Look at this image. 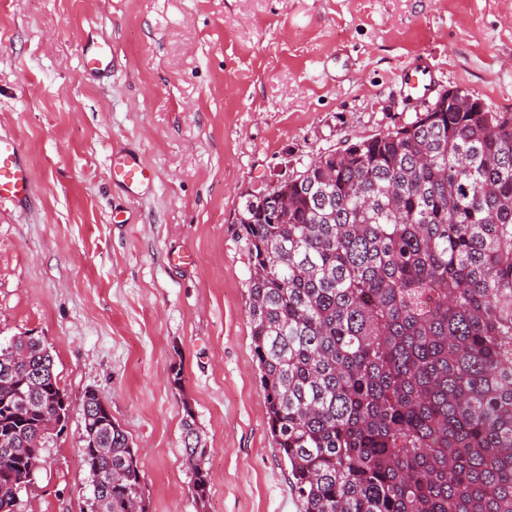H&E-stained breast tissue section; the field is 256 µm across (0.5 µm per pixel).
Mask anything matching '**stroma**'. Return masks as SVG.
I'll return each instance as SVG.
<instances>
[{"label": "stroma", "mask_w": 512, "mask_h": 512, "mask_svg": "<svg viewBox=\"0 0 512 512\" xmlns=\"http://www.w3.org/2000/svg\"><path fill=\"white\" fill-rule=\"evenodd\" d=\"M91 39L111 41V78L85 71ZM416 56L440 89L512 112V0H0V135L34 171L27 205L0 207V342L40 336L71 400L19 512H87L89 390L126 431L150 512H301L268 425L235 213L246 190L411 122L394 75ZM121 148L155 175L141 194L112 182ZM187 403L208 448L202 502ZM183 410V462L191 474L196 499L202 502L209 487V474L204 468L207 448L196 428L194 409L187 403Z\"/></svg>", "instance_id": "stroma-1"}]
</instances>
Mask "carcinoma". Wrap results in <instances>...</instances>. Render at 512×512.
Returning a JSON list of instances; mask_svg holds the SVG:
<instances>
[{
    "label": "carcinoma",
    "instance_id": "obj_1",
    "mask_svg": "<svg viewBox=\"0 0 512 512\" xmlns=\"http://www.w3.org/2000/svg\"><path fill=\"white\" fill-rule=\"evenodd\" d=\"M446 112L319 157L237 209L267 415L302 512H512V112ZM0 512L58 401L38 336L0 344ZM25 394L29 406L18 403ZM183 462L207 448L183 403ZM91 512H149L107 411L83 418Z\"/></svg>",
    "mask_w": 512,
    "mask_h": 512
}]
</instances>
